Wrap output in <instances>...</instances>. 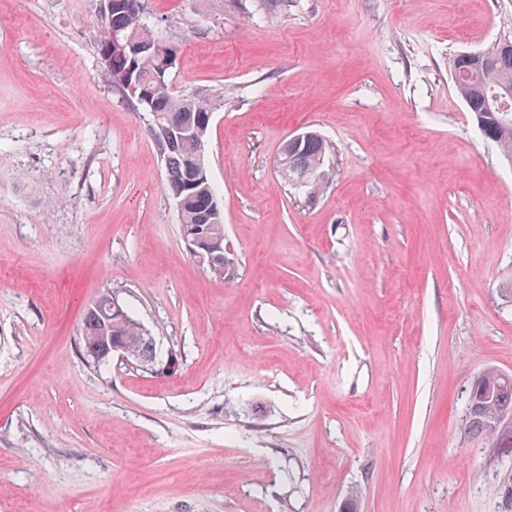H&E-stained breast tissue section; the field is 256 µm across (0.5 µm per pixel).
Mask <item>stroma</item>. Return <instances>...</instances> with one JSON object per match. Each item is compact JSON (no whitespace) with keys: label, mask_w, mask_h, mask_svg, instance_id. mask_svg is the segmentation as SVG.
<instances>
[{"label":"stroma","mask_w":512,"mask_h":512,"mask_svg":"<svg viewBox=\"0 0 512 512\" xmlns=\"http://www.w3.org/2000/svg\"><path fill=\"white\" fill-rule=\"evenodd\" d=\"M233 280L181 235L100 0H0V512H512V447L464 427L512 375V165L453 89L512 0H145ZM313 128L316 198L279 175ZM113 292L179 370L80 347Z\"/></svg>","instance_id":"obj_1"}]
</instances>
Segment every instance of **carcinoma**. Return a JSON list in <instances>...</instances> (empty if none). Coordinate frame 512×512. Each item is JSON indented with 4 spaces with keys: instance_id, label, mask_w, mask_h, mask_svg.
Wrapping results in <instances>:
<instances>
[{
    "instance_id": "1",
    "label": "carcinoma",
    "mask_w": 512,
    "mask_h": 512,
    "mask_svg": "<svg viewBox=\"0 0 512 512\" xmlns=\"http://www.w3.org/2000/svg\"><path fill=\"white\" fill-rule=\"evenodd\" d=\"M122 41L135 40L149 44L132 57L113 37ZM170 42L155 34L150 13L142 0H118L112 15L102 21L96 44L97 55H107L111 66L105 70L112 91L136 112L151 116V128L170 121H183L191 126L188 135L173 143L154 139L164 164L167 186L177 199L180 224H205L215 239L224 238V224L210 218L211 200L216 197L212 181L187 189L193 164L199 159L200 145L205 143L212 117V101L206 96L179 97L170 90L169 72L174 53ZM135 82L148 91L154 105L126 94V85ZM458 96L465 102L475 121L486 122L487 139L494 142L504 158L512 161V100L506 110L499 109L495 96L503 89L512 90V53L497 54L489 68H478L467 77L453 81ZM332 148L317 132L298 149L283 147L278 171L289 185L302 190L311 198L318 196L329 184L327 168ZM110 292L101 293L87 310L81 335L92 340L104 335L105 328L98 305L105 303ZM112 335L125 341L138 359L136 366L144 368L154 355L153 338L140 327L130 314L112 317ZM512 413V376L495 370L483 373L473 384L465 428L474 435L492 437L512 447V437L505 438L495 429L498 416Z\"/></svg>"
}]
</instances>
